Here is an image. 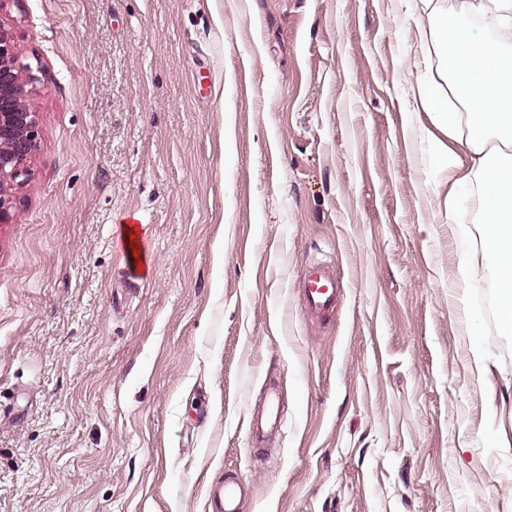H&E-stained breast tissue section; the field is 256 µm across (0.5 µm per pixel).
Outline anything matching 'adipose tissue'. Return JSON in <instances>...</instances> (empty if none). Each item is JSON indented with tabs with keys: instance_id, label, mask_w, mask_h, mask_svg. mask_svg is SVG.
<instances>
[{
	"instance_id": "ef3b65f1",
	"label": "adipose tissue",
	"mask_w": 512,
	"mask_h": 512,
	"mask_svg": "<svg viewBox=\"0 0 512 512\" xmlns=\"http://www.w3.org/2000/svg\"><path fill=\"white\" fill-rule=\"evenodd\" d=\"M492 13L499 35L491 39L471 28L472 13ZM463 38L452 67L412 70L409 84L415 100L428 105L432 126L448 138L439 147L443 168L459 183L477 182L488 207L483 214L481 253L464 254L463 282L477 278L485 255L495 259L494 276L501 292L500 319L512 327V0H463L458 16ZM469 88L463 109H448L447 97H433L439 82Z\"/></svg>"
}]
</instances>
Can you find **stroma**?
Segmentation results:
<instances>
[{"instance_id":"1","label":"stroma","mask_w":512,"mask_h":512,"mask_svg":"<svg viewBox=\"0 0 512 512\" xmlns=\"http://www.w3.org/2000/svg\"><path fill=\"white\" fill-rule=\"evenodd\" d=\"M415 19L0 0L39 115L0 224V512H207L229 474L241 512H512V332L461 284L485 201L408 102ZM270 384L284 427L257 445ZM335 279L334 265L330 261H315L307 269L304 276L303 302L311 317H322L336 308Z\"/></svg>"}]
</instances>
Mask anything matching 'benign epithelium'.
I'll return each instance as SVG.
<instances>
[{
    "instance_id": "obj_1",
    "label": "benign epithelium",
    "mask_w": 512,
    "mask_h": 512,
    "mask_svg": "<svg viewBox=\"0 0 512 512\" xmlns=\"http://www.w3.org/2000/svg\"><path fill=\"white\" fill-rule=\"evenodd\" d=\"M14 40L0 25V223L12 219V190L38 148L37 113L28 98L36 76L20 68Z\"/></svg>"
}]
</instances>
